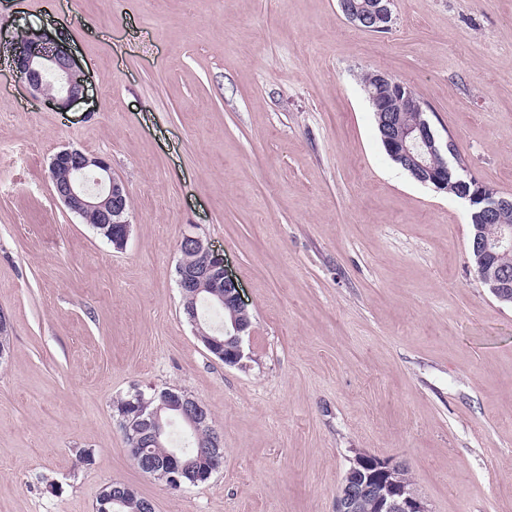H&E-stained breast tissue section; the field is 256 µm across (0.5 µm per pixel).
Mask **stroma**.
<instances>
[{"label": "stroma", "instance_id": "stroma-1", "mask_svg": "<svg viewBox=\"0 0 512 512\" xmlns=\"http://www.w3.org/2000/svg\"><path fill=\"white\" fill-rule=\"evenodd\" d=\"M0 0V512H333L354 452L405 465L430 512H512V307L479 281L467 206L386 155L362 85L407 82L473 179L512 195V0ZM52 38L87 81L62 112L4 52ZM64 148L129 191L116 249L55 199ZM240 286L244 366L185 318L179 243ZM202 401L224 463L180 490L131 461L114 401ZM92 454L91 465L79 459ZM344 16L354 25L371 32H384L392 19V0H339ZM119 485L122 487H126L129 489V491H126V495L122 497V505H116L114 504L112 506V512L113 510H120V512H151L148 509V505L151 503L149 499L141 496L135 489L129 487L125 483H117L113 482L108 485H106L103 490L101 491L96 504H95V512H100L102 510V500H104L107 496L112 495L113 488L112 486ZM113 496V495H112Z\"/></svg>", "mask_w": 512, "mask_h": 512}]
</instances>
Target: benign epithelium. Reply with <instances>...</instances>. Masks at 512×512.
I'll list each match as a JSON object with an SVG mask.
<instances>
[{
    "label": "benign epithelium",
    "mask_w": 512,
    "mask_h": 512,
    "mask_svg": "<svg viewBox=\"0 0 512 512\" xmlns=\"http://www.w3.org/2000/svg\"><path fill=\"white\" fill-rule=\"evenodd\" d=\"M392 0H339L344 16L354 25L371 32H382L392 19ZM17 74L32 94L42 98L61 111L84 98L86 82L73 59L59 44L35 34L16 42L12 54ZM55 76L57 90L45 87V75ZM376 111L381 142L385 152L399 162L416 181L441 191L448 185V177L467 172L460 161L455 140L441 141L431 122L424 118L423 102L406 82L384 73L377 74L375 83L367 88ZM453 156L455 165H448L447 156ZM50 177L54 196L72 213L83 217L93 214L101 227H112V246L126 245L129 230V197L125 185L111 172L109 161L101 156L79 150L64 149L50 162ZM463 186L461 195L469 206V217L483 224H492L499 213L512 207V196L480 184L474 179L458 177ZM180 246L193 249L204 257V264L188 268L176 267L177 283L181 293L197 295L211 290L209 302L215 306H232L240 313L224 322V329H215L205 335L206 349L224 364L243 366V336L251 326L237 282L224 270V259L214 253L197 235L183 236ZM470 252L482 284L494 298L512 305V226L504 225L491 239L479 236L470 244ZM139 401L156 403L148 413L119 420L130 441L127 448L134 465L143 474H151L157 467L154 458L142 448L143 442L158 438L164 432L160 412L173 409L187 426L198 430L209 425L210 414L201 401L172 389L153 391L145 395L134 392ZM223 456L220 443L205 453L198 454L202 463L193 466L184 463L178 455L166 465V483L180 489L186 473H191L193 485L208 482L218 471V460ZM350 468L336 495L335 512H430L427 503L418 494L402 491L395 473L400 465L384 458L356 452L349 459Z\"/></svg>",
    "instance_id": "obj_1"
}]
</instances>
